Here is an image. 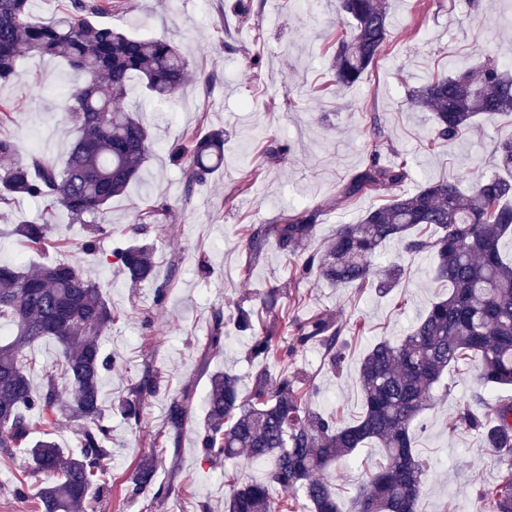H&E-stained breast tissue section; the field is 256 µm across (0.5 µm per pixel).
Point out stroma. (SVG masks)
Wrapping results in <instances>:
<instances>
[{"instance_id":"stroma-1","label":"stroma","mask_w":512,"mask_h":512,"mask_svg":"<svg viewBox=\"0 0 512 512\" xmlns=\"http://www.w3.org/2000/svg\"><path fill=\"white\" fill-rule=\"evenodd\" d=\"M253 2L259 10L245 18L239 0H121L108 17L125 32L167 38L184 52L193 73L174 100L147 106L152 151L139 179L110 205L114 232L133 222L136 208L165 207L162 225H147L145 233L157 246L160 272L173 274L163 304L155 303L152 289L130 288L118 266L103 263L111 236L101 238L97 253H82L84 225L59 208L48 215L52 247L34 252L11 228L45 216L42 204L27 198L0 205L1 264L32 272L46 262L78 258L119 317L99 339L105 352L124 362L123 369L105 373L101 384L104 418L112 428L105 475L112 490L83 512H224L225 473L246 482L264 478L266 465L243 455L214 466L203 462L196 434L210 384L197 371L212 315L220 310L224 348L213 353L210 368L250 379V337L234 325L235 305L271 284L284 285L286 296L302 295V313L327 309L345 325L346 361L340 369L309 345L289 359L288 370L303 382L312 410L335 414L345 424L357 420L363 412L357 383L363 356L380 339L405 336L439 294L431 281L433 255L405 256L397 243L383 244L377 267L399 260L407 269L387 291L333 286L315 277L296 283L277 242L267 240L260 254H252L244 247L245 229L317 207L322 216L310 247L321 249L338 225L356 223L390 197L386 190L353 201L342 197L345 184L367 163L371 142H379L381 162H407L409 176L400 189L412 193L429 179L463 181L492 171L494 142L512 137V115H501L480 121L452 146L436 148L430 144V113L409 103L413 88L455 63L475 69L492 53L501 62L512 61V0H390L388 51L358 84L340 91L329 76L336 39L351 21L337 15L336 0H314L310 10L293 0ZM71 84L58 59L25 55L19 78L0 86V101L16 107L4 131L21 141L23 152L36 149L66 160L73 133L58 106ZM375 124L381 129L377 138L371 132ZM219 127L225 131L223 169L186 192L183 169L170 162V145ZM269 139L289 142L290 153L267 155ZM358 320L365 323L360 333L352 328ZM147 365L160 374L162 388L146 396L144 419L134 427L111 407ZM188 384L195 397L179 454L157 461L159 479L176 480L177 490L157 502L147 495L124 498L120 484L150 453L170 397ZM479 391L489 399L499 395L483 388L477 362L458 365L421 413L415 448L427 460L429 476L416 512H487L478 491L499 482L501 459L479 432L455 423ZM381 456V449L365 448L328 472L342 512H351L369 465Z\"/></svg>"}]
</instances>
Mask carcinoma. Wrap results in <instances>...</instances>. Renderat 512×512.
<instances>
[{
	"mask_svg": "<svg viewBox=\"0 0 512 512\" xmlns=\"http://www.w3.org/2000/svg\"><path fill=\"white\" fill-rule=\"evenodd\" d=\"M28 3L0 0V82L19 77L23 53L63 61L76 85L60 111L75 139L61 166L34 151L26 162L4 168L0 203L26 197L43 202L47 211L62 206L75 223L86 225L82 250L95 252L101 237L112 234L107 227L112 198L138 177L151 148L147 127L137 116L142 102H124L138 82L150 101L170 102L192 73L167 39L128 34L98 21L118 7L114 0H71L70 9L46 22L32 19ZM338 12L352 25L336 42L332 70L336 84L351 87L388 46V0H338ZM410 100L433 113L434 139L450 145L477 117L512 112V74L493 59L477 79L460 65L412 90ZM18 153L16 138L0 134V159ZM494 154L496 171L466 187L429 180L415 193L392 195L358 223L339 225L321 251H308L321 216L318 208L249 229L246 248L257 255L274 237L296 281L318 275L336 285L362 287L376 279L380 287L393 288L404 267L393 263L380 272L374 257L383 243L395 241L405 253L433 254L432 281L447 287L448 294L433 302L403 339L380 340L365 354L357 374L364 412L344 426L334 415L307 407L300 379L286 367L274 379L258 370L246 393L237 375L210 372V352L224 346V313H215L198 360V375L210 383L198 433L202 458L210 463L245 454L271 463L259 482L227 477L225 512H341L336 491L322 473L371 444L385 455L369 467L353 512H415L428 464L415 452L414 430L434 385L448 369L476 357L483 385L512 386V261L500 253L501 240L512 233V138L496 142ZM169 157L187 166L190 193L224 165V130L175 142ZM406 178L405 164H382L373 149L344 196L355 199L397 187ZM163 215L162 208L138 211L136 223L127 225L110 254L133 287L154 289L158 303L166 298L169 278H160L154 245L138 236L144 222L160 224ZM12 232L27 247L41 250L51 242L52 224L46 218L21 222ZM282 295L283 286L276 284L259 305L238 306L237 326L251 334L249 358L260 366L285 363L296 349L316 343L328 364L341 368L344 328L335 316L327 310L295 315L283 308ZM112 322L99 285L78 261L56 260L31 273L0 264V324L11 327L9 337L0 338V462L19 451L27 456L36 492L20 479L13 494L33 496L38 512H79L103 493L97 478L112 457V429L102 419L100 381L118 361L103 351L99 338ZM44 338L55 339L60 352L53 364L42 367L41 384L35 387L30 373L37 361L30 350ZM159 387L158 374L147 365L113 409L138 427L145 395ZM193 397V386L187 385L170 398L155 451L136 462L122 488L124 497L170 495L173 484L157 479L156 456L160 451L178 456ZM34 414L43 427V438L35 442L30 439ZM62 416L79 427V448L71 452L51 438ZM458 422L479 430L488 447L501 453L502 479L479 495L491 502V512H512V398L490 401L477 394ZM276 488L292 495L277 497Z\"/></svg>",
	"mask_w": 512,
	"mask_h": 512,
	"instance_id": "cac0c4a2",
	"label": "carcinoma"
}]
</instances>
